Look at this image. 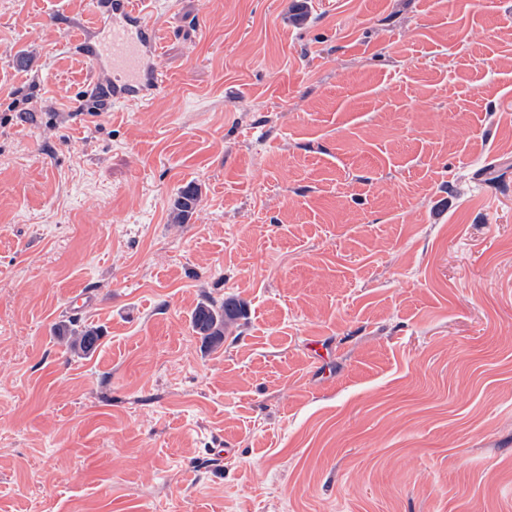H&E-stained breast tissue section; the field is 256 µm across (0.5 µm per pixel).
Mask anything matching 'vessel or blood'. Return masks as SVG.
I'll list each match as a JSON object with an SVG mask.
<instances>
[{
	"mask_svg": "<svg viewBox=\"0 0 512 512\" xmlns=\"http://www.w3.org/2000/svg\"><path fill=\"white\" fill-rule=\"evenodd\" d=\"M142 5L143 0H112L90 50L93 62L111 74L106 90L116 105L148 101L168 86L153 63L157 27Z\"/></svg>",
	"mask_w": 512,
	"mask_h": 512,
	"instance_id": "1",
	"label": "vessel or blood"
}]
</instances>
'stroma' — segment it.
I'll use <instances>...</instances> for the list:
<instances>
[{
  "instance_id": "35a3bbf8",
  "label": "stroma",
  "mask_w": 512,
  "mask_h": 512,
  "mask_svg": "<svg viewBox=\"0 0 512 512\" xmlns=\"http://www.w3.org/2000/svg\"><path fill=\"white\" fill-rule=\"evenodd\" d=\"M96 8L0 0V512H512V0H154L124 106ZM198 197V189L193 185H189L181 191L180 195L173 204L171 213L174 223H185L189 215L195 209L198 202ZM243 315L244 303L237 298L227 297L220 302L206 300L195 308L192 328L205 343H219L224 340V327ZM58 336L62 337L70 352L77 355L94 352L101 339L98 328L77 323H72L68 328H59Z\"/></svg>"
}]
</instances>
